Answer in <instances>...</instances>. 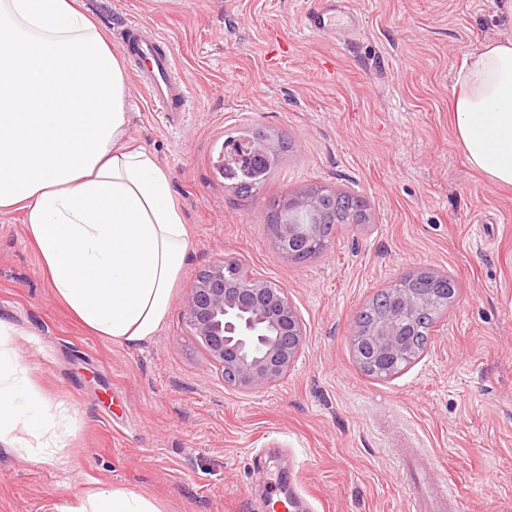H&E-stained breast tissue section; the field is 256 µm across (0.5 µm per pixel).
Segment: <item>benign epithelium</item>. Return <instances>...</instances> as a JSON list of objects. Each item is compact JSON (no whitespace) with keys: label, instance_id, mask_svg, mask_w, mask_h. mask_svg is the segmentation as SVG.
I'll list each match as a JSON object with an SVG mask.
<instances>
[{"label":"benign epithelium","instance_id":"7a95c632","mask_svg":"<svg viewBox=\"0 0 512 512\" xmlns=\"http://www.w3.org/2000/svg\"><path fill=\"white\" fill-rule=\"evenodd\" d=\"M276 137L266 135L246 151L253 155L275 152ZM333 195L320 191L295 195L299 210L322 208ZM313 225L280 224L275 240L282 258L293 259L300 239ZM433 298L420 288L402 291L398 306L384 311L367 329L357 330L351 344L364 367L391 378L412 335L421 311ZM186 322L200 339L224 382L242 390L271 386L293 367L305 342L306 327L287 293L274 283L243 270L240 264L219 261L200 273L184 304Z\"/></svg>","mask_w":512,"mask_h":512}]
</instances>
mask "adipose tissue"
I'll use <instances>...</instances> for the list:
<instances>
[{
    "instance_id": "adipose-tissue-1",
    "label": "adipose tissue",
    "mask_w": 512,
    "mask_h": 512,
    "mask_svg": "<svg viewBox=\"0 0 512 512\" xmlns=\"http://www.w3.org/2000/svg\"><path fill=\"white\" fill-rule=\"evenodd\" d=\"M454 126L468 163L512 186V36L463 62ZM124 59L82 0H0V212H22L54 296L91 332L129 347L157 336L190 248L170 172L128 144ZM0 319V442L68 466L73 417L32 383ZM57 512H160L124 487Z\"/></svg>"
}]
</instances>
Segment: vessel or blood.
Returning a JSON list of instances; mask_svg holds the SVG:
<instances>
[{
    "instance_id": "obj_1",
    "label": "vessel or blood",
    "mask_w": 512,
    "mask_h": 512,
    "mask_svg": "<svg viewBox=\"0 0 512 512\" xmlns=\"http://www.w3.org/2000/svg\"><path fill=\"white\" fill-rule=\"evenodd\" d=\"M303 26L316 35H340L345 42L353 38L352 14L345 0H315L303 16ZM117 39L133 59V72L142 89L162 111H185L188 98L181 80L173 72L171 49L140 23L122 26ZM400 455L410 465L407 493L411 512H457L458 497L443 477L436 457L425 451L408 449L401 450Z\"/></svg>"
}]
</instances>
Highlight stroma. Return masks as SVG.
Segmentation results:
<instances>
[{"mask_svg":"<svg viewBox=\"0 0 512 512\" xmlns=\"http://www.w3.org/2000/svg\"><path fill=\"white\" fill-rule=\"evenodd\" d=\"M107 35L140 22L175 54L189 109L163 112L131 84L129 136L171 173L191 248L170 313L148 345L86 331L55 300L22 213H0V318L32 381L75 415V466L0 443V512H55L64 497L123 486L161 512H408L398 451L437 457L459 512H512V186L473 169L450 101L469 54L497 39L499 0H352L353 45L310 34L314 0H84ZM244 128L288 138L266 187L239 199L215 163ZM323 186L362 195L369 223L339 230L315 261L284 260L266 214ZM233 260L287 291L307 336L275 386L243 392L193 336L196 276ZM458 292L424 353L367 375L355 316L402 276Z\"/></svg>","mask_w":512,"mask_h":512,"instance_id":"35a3bbf8","label":"stroma"}]
</instances>
